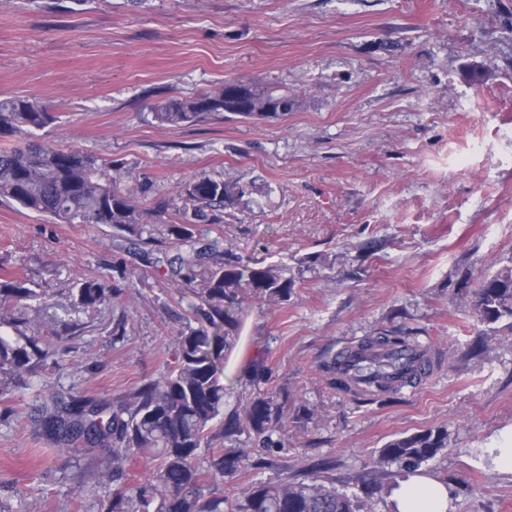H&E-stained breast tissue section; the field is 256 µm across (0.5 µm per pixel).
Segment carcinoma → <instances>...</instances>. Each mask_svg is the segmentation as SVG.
<instances>
[{
  "label": "carcinoma",
  "instance_id": "carcinoma-1",
  "mask_svg": "<svg viewBox=\"0 0 512 512\" xmlns=\"http://www.w3.org/2000/svg\"><path fill=\"white\" fill-rule=\"evenodd\" d=\"M293 94L278 93L254 81L233 80L195 97L171 98L157 105L154 116L171 126H192L214 113L272 117L295 109ZM53 116L46 106L27 96L0 99V139L18 141L0 148V200L63 224L106 225L112 232L136 235L146 248L139 252L145 267H167V272L195 287L200 305L192 307L198 326H186L175 339L173 364L160 381L143 384L134 405L121 404L109 416L81 395L69 400L52 395L37 409L33 423L47 440L70 448L112 444V457L96 468L98 477L117 484L127 479L131 461L149 465L144 482L129 485L112 496L108 512H359L356 497L334 485L280 481L248 486L230 498L219 490L224 477L236 473L248 460L242 450L215 448L208 434L230 439L243 433L259 448L278 445L272 429L283 417L276 395L260 392L243 414L224 418V351L232 343L249 299L269 304L288 302L295 277L275 263H245L219 241L199 238V224H220L224 210L253 201L252 189L237 181L201 177L180 191L181 220L167 225L169 246L142 226L143 210L137 194L147 186L126 189L108 174L99 160L78 149H62L30 140L26 134L48 126ZM106 278H89L70 299V308L89 312L112 300ZM42 300L26 279L0 281V392L25 374H33L51 357H62L43 336V326L15 310ZM473 303L483 323L512 322V263L483 277L473 291ZM405 346L404 331L368 338L360 350L376 344ZM373 391H391L386 370L391 363L372 360ZM323 372L332 383L350 387L347 373L336 360L325 361ZM448 431L427 429L387 442L378 462L414 473L447 445ZM208 445L206 467L199 465Z\"/></svg>",
  "mask_w": 512,
  "mask_h": 512
}]
</instances>
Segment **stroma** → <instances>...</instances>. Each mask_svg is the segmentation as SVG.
Returning <instances> with one entry per match:
<instances>
[{"mask_svg":"<svg viewBox=\"0 0 512 512\" xmlns=\"http://www.w3.org/2000/svg\"><path fill=\"white\" fill-rule=\"evenodd\" d=\"M233 79L290 91L299 105L194 126L153 117L159 101ZM12 95L49 106L46 141L118 166L121 186L149 184L138 201L156 238L179 221L184 183L256 186L254 205L198 230L296 275L286 304L246 303L224 353L225 415L273 391L288 420L279 447L225 442L266 460L225 477V494L331 483L360 512H392L400 476L378 464L379 448L444 428L446 448L420 472L448 486L451 512H512V472L475 455L512 448V327H488L471 302L481 275L512 260V0H0V98ZM139 248L103 225L0 202V278L38 288L67 351L0 394V512L111 503L113 483L90 475L111 446H54L32 417L50 392L128 405L166 373L198 299L142 267ZM306 256L315 265L298 271ZM99 275L116 289L111 303L70 311L72 288ZM397 328L437 363L417 389L366 402L329 385L321 360Z\"/></svg>","mask_w":512,"mask_h":512,"instance_id":"stroma-1","label":"stroma"}]
</instances>
